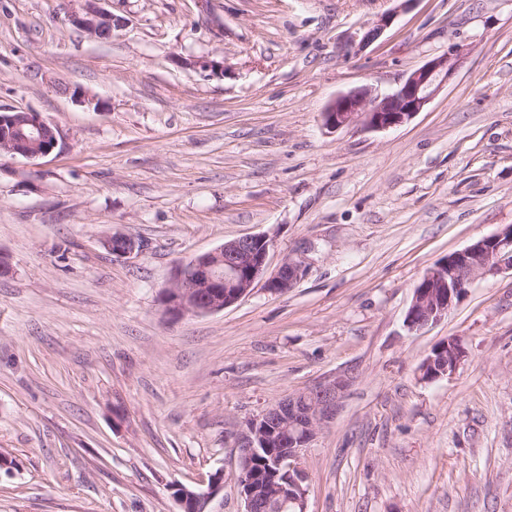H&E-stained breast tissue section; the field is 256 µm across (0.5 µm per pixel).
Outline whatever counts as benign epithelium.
I'll return each mask as SVG.
<instances>
[{
    "label": "benign epithelium",
    "mask_w": 512,
    "mask_h": 512,
    "mask_svg": "<svg viewBox=\"0 0 512 512\" xmlns=\"http://www.w3.org/2000/svg\"><path fill=\"white\" fill-rule=\"evenodd\" d=\"M70 11V24L94 38L112 36V12L101 6V0H75ZM396 11L381 15L371 24L345 34V52L357 54L391 25ZM462 59V49L455 43L448 50L429 59L414 70L395 89L381 92L372 86H362L336 96L323 112L324 126L329 130L361 125L367 130L380 131L401 126L410 121L433 98L454 74ZM26 121L15 127L6 126L12 119H0L5 137L0 142L13 156L36 159L52 153L60 145V134L40 113L25 112ZM115 259L125 258L140 248L130 235L115 232L102 238ZM272 241L264 235L245 236L198 255L176 266L171 284L160 296L165 314L172 318L221 311L246 296L255 283L262 281L271 294H284L294 287L306 272L301 260L288 258L278 269L267 274V258ZM512 273V225L498 233L480 238L462 250L448 254L427 270L422 283L414 289L406 315L409 329L418 331L436 324L466 296L477 279ZM448 349L447 359L429 357L424 368L430 370L428 380L452 376L467 357L458 337L442 342ZM349 376L334 378L281 399L248 419L236 433L239 452V486L245 502V512H263L267 503L291 512H307L308 474L302 468L304 451L321 430L338 413ZM273 450L272 468L265 481L249 476L254 455L260 450ZM224 490V470L219 468L200 487L176 485L172 497L179 512H210V503Z\"/></svg>",
    "instance_id": "7a95c632"
}]
</instances>
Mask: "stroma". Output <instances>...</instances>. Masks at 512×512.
Segmentation results:
<instances>
[{"label": "stroma", "instance_id": "1", "mask_svg": "<svg viewBox=\"0 0 512 512\" xmlns=\"http://www.w3.org/2000/svg\"><path fill=\"white\" fill-rule=\"evenodd\" d=\"M104 7L101 40L69 24L71 0H0V109L62 141L0 157V512H177L172 486L219 469L211 512H245L235 434L340 372L352 383L302 459L307 512H512V275L405 323L428 269L512 225V0ZM393 9L378 41L341 51ZM452 42L460 66L408 123L324 127L340 93L394 89ZM117 231L140 250L112 259L99 240ZM249 235L273 241L269 270L299 257L305 277L164 313L178 264ZM451 336L465 363L421 380Z\"/></svg>", "mask_w": 512, "mask_h": 512}]
</instances>
